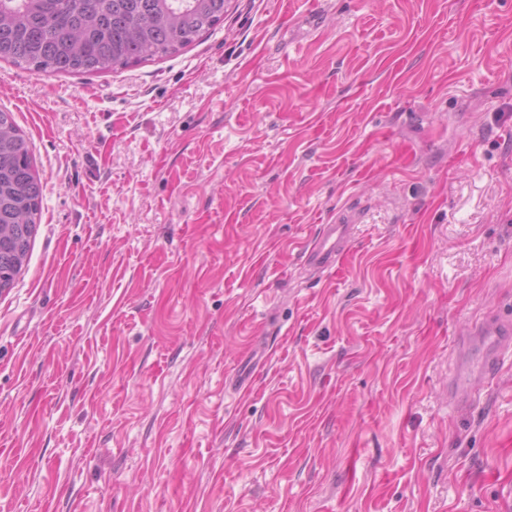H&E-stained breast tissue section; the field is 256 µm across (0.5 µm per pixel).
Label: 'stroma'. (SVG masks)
<instances>
[{
  "label": "stroma",
  "mask_w": 512,
  "mask_h": 512,
  "mask_svg": "<svg viewBox=\"0 0 512 512\" xmlns=\"http://www.w3.org/2000/svg\"><path fill=\"white\" fill-rule=\"evenodd\" d=\"M0 107L43 184L0 512H512V353L456 392L512 317V0H225L122 70L0 60ZM351 222L349 216H344L334 221V224L323 225L316 239L304 249L306 263L320 271L334 268L349 248L355 226ZM512 329L506 331L502 324L485 319L477 322L470 331L475 344L482 350V359L471 368L463 379V386H467L476 375H484L500 360L503 353L512 348Z\"/></svg>",
  "instance_id": "stroma-1"
}]
</instances>
